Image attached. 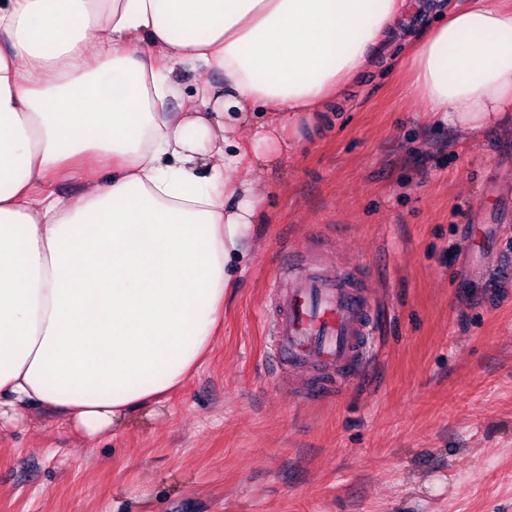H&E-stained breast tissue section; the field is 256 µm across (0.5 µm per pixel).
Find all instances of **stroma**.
I'll list each match as a JSON object with an SVG mask.
<instances>
[{
	"label": "stroma",
	"mask_w": 512,
	"mask_h": 512,
	"mask_svg": "<svg viewBox=\"0 0 512 512\" xmlns=\"http://www.w3.org/2000/svg\"><path fill=\"white\" fill-rule=\"evenodd\" d=\"M237 137L259 203L203 364L90 441L52 413L0 436V512H512V122L430 120L379 67L268 143ZM352 266L370 373L304 401L264 346L289 259Z\"/></svg>",
	"instance_id": "stroma-1"
}]
</instances>
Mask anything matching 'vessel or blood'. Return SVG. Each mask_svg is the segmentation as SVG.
Wrapping results in <instances>:
<instances>
[{
	"instance_id": "vessel-or-blood-1",
	"label": "vessel or blood",
	"mask_w": 512,
	"mask_h": 512,
	"mask_svg": "<svg viewBox=\"0 0 512 512\" xmlns=\"http://www.w3.org/2000/svg\"><path fill=\"white\" fill-rule=\"evenodd\" d=\"M271 291V349L292 366L313 363L323 370L321 382L306 386L303 398L356 380L369 360L373 329L363 275L352 267L328 272L300 262Z\"/></svg>"
}]
</instances>
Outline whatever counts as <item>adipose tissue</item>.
Listing matches in <instances>:
<instances>
[{"instance_id": "1", "label": "adipose tissue", "mask_w": 512, "mask_h": 512, "mask_svg": "<svg viewBox=\"0 0 512 512\" xmlns=\"http://www.w3.org/2000/svg\"><path fill=\"white\" fill-rule=\"evenodd\" d=\"M408 0H0V435L47 409L96 439L211 349L257 196L233 134L383 62ZM134 41L147 43L130 51ZM224 73L189 108L176 66ZM404 65L428 112H512V0H468ZM108 163V182L47 186Z\"/></svg>"}]
</instances>
